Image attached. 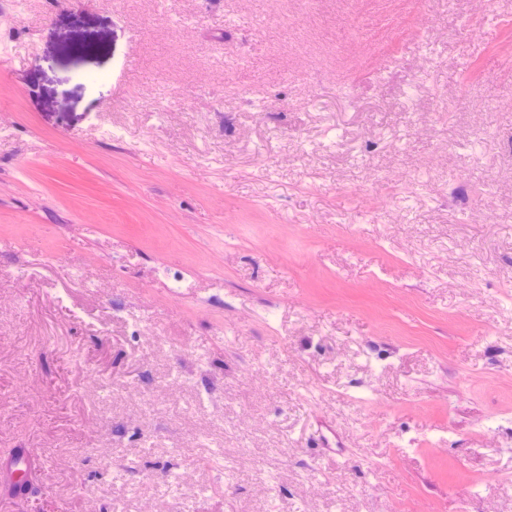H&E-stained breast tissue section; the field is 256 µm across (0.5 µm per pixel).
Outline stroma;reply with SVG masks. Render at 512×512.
<instances>
[{
  "label": "stroma",
  "mask_w": 512,
  "mask_h": 512,
  "mask_svg": "<svg viewBox=\"0 0 512 512\" xmlns=\"http://www.w3.org/2000/svg\"><path fill=\"white\" fill-rule=\"evenodd\" d=\"M476 16L0 0V512H512V0ZM36 460L28 448H8L0 452V498L22 503L32 492Z\"/></svg>",
  "instance_id": "obj_1"
}]
</instances>
